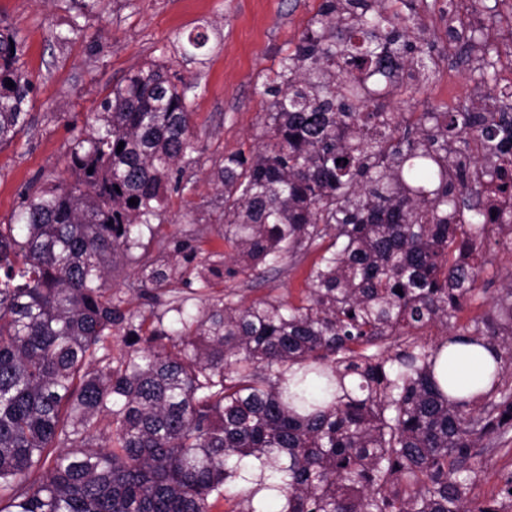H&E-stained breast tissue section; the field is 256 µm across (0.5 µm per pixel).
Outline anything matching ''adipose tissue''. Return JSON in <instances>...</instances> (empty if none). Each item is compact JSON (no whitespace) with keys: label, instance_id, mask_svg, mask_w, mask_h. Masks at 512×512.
Instances as JSON below:
<instances>
[{"label":"adipose tissue","instance_id":"obj_1","mask_svg":"<svg viewBox=\"0 0 512 512\" xmlns=\"http://www.w3.org/2000/svg\"><path fill=\"white\" fill-rule=\"evenodd\" d=\"M497 346L452 343L445 347L437 366L441 384H454L466 395L486 389L495 368Z\"/></svg>","mask_w":512,"mask_h":512}]
</instances>
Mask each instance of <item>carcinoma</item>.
I'll list each match as a JSON object with an SVG mask.
<instances>
[{"label":"carcinoma","mask_w":512,"mask_h":512,"mask_svg":"<svg viewBox=\"0 0 512 512\" xmlns=\"http://www.w3.org/2000/svg\"><path fill=\"white\" fill-rule=\"evenodd\" d=\"M413 23L375 0H322L269 79L265 141L217 164L230 263L199 234L160 230L201 152L192 84L149 62L101 98L70 139L71 179L29 186L17 223L0 224V512H269L263 490L278 512H512V472L500 497L472 494L489 442L512 439V283L441 341L417 337L457 318L483 240L512 232L511 209L459 203L486 184L512 196V87L497 121L389 111L392 91L366 80L408 60L427 79L434 64ZM467 48L494 79L492 49ZM31 93L0 19V144L27 128ZM310 251L296 303L213 295ZM119 264L143 307L112 289ZM177 285L189 292L168 297ZM461 340L500 351L472 399L435 375Z\"/></svg>","instance_id":"obj_1"}]
</instances>
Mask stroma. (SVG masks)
<instances>
[{
  "instance_id": "35a3bbf8",
  "label": "stroma",
  "mask_w": 512,
  "mask_h": 512,
  "mask_svg": "<svg viewBox=\"0 0 512 512\" xmlns=\"http://www.w3.org/2000/svg\"><path fill=\"white\" fill-rule=\"evenodd\" d=\"M448 0H382L383 11L414 14L419 27L410 37L430 51L439 69L414 95L397 91L395 112H444L440 92L453 79L457 98L483 108L493 86L479 83L461 43L448 38ZM321 0H0V19L17 32L33 81L30 124L17 140L0 146V224L10 223L22 194L36 180L66 178V153L73 133L82 129L107 90L127 73L155 61L192 82L191 122L203 152L186 177L188 186L171 195L165 232L207 228V246L224 250L214 227L221 221L220 184L212 172L222 154L250 151L261 141L269 98L264 85L283 56L299 42ZM206 30L200 50L187 42ZM479 289L459 312L458 325L482 316L503 294L512 272V233L490 236ZM314 261L306 255L283 262L279 271L238 287L250 303L267 293L298 301Z\"/></svg>"
}]
</instances>
